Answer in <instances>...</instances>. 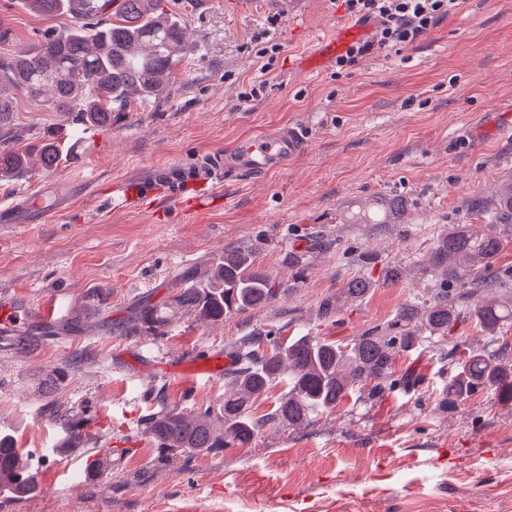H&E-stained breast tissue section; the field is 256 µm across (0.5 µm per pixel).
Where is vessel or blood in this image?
<instances>
[{
	"label": "vessel or blood",
	"mask_w": 512,
	"mask_h": 512,
	"mask_svg": "<svg viewBox=\"0 0 512 512\" xmlns=\"http://www.w3.org/2000/svg\"><path fill=\"white\" fill-rule=\"evenodd\" d=\"M364 34L363 27H345L326 36L325 48L334 55L344 54ZM310 141L302 125H280L239 139L229 150L211 154L191 167H172L160 176L161 182L179 187L196 184L211 186L219 191L223 182L238 175L263 176L287 169L288 165L305 154ZM53 315L31 302L17 300L0 303V333L10 334L22 324L36 323L47 327ZM171 374L195 381L197 376L218 377L224 373V354L208 351L170 365Z\"/></svg>",
	"instance_id": "obj_1"
}]
</instances>
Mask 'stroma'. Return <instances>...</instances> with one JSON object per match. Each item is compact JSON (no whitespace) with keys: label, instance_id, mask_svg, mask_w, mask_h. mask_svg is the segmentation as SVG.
<instances>
[{"label":"stroma","instance_id":"stroma-1","mask_svg":"<svg viewBox=\"0 0 512 512\" xmlns=\"http://www.w3.org/2000/svg\"><path fill=\"white\" fill-rule=\"evenodd\" d=\"M165 9L193 48L164 96L132 101L110 129L14 99L16 147L53 140L62 159L0 180V211L20 226L0 228V295L54 306L82 329L50 339L32 325L27 351L0 349V433L39 458L38 489L0 496V512H512V402L490 389L443 400L448 352L512 361V327L490 336L460 323L447 342L396 353L393 375L420 380L411 392L372 400L358 389L309 426L273 427L243 447L168 457L142 434L161 408L224 397L223 379L189 386L165 365L202 349L231 353L258 329L347 344L430 297L416 262L449 225L485 223L512 181V136L485 130L491 113L512 110V0H458L415 43L344 69L328 61L315 77L294 61L350 22L343 0L247 15L225 0H165ZM71 23L0 0V59ZM291 122L306 126L309 151L286 171L225 182L214 209L186 214L165 188L154 204H100L115 183ZM391 195L408 202L406 223H348L361 203ZM237 246L278 280L274 301L216 323L180 314L162 336L136 330L137 303L170 301L182 271ZM292 250L305 256L303 274L286 264ZM391 263L407 271L401 283L320 315L348 279L378 278ZM58 369L67 378L56 399L82 420L78 448L40 391ZM93 448L113 454L90 479Z\"/></svg>","mask_w":512,"mask_h":512}]
</instances>
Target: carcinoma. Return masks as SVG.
<instances>
[{
  "instance_id": "cac0c4a2",
  "label": "carcinoma",
  "mask_w": 512,
  "mask_h": 512,
  "mask_svg": "<svg viewBox=\"0 0 512 512\" xmlns=\"http://www.w3.org/2000/svg\"><path fill=\"white\" fill-rule=\"evenodd\" d=\"M161 0H25L32 12L53 19L68 15L74 25L52 32L34 48L0 59V127L8 128L14 109L10 90L57 111L74 114V121L100 129L112 127V114L127 109L134 97H156L181 54L190 47L183 24L160 12ZM61 149L54 142L19 150L0 141V178L29 168L31 159L44 169L57 166ZM383 218L370 214L364 224H402L408 207L401 199L378 202ZM512 235V182L506 184L489 216L486 230L472 224H450L432 251L417 263L415 274L436 282L428 302L407 303L379 332L372 330L352 346L299 337L286 343L270 330L243 340L231 354L234 369L227 374L224 404L213 410L184 413L162 409L144 420L143 433L174 455L212 448L244 446L270 426L303 428L320 412L333 409L361 384L372 383L378 398L397 389L408 391L419 379L393 377L395 354L419 342H444L464 313L460 300L448 293L454 283L474 290L493 288L512 279V269L498 266L503 241ZM185 287L169 303L144 304L138 327L157 336L165 334L176 311L204 322H222L236 314L263 306L278 294L275 280L256 266L252 249L231 248L214 266L188 273ZM377 281L349 279L336 299L323 303L321 313L362 300ZM480 329L491 335L512 324V298L488 301L473 309ZM266 345L268 350H260ZM455 365L445 396L460 399L491 388L512 401V364L493 354L470 350L448 354ZM56 370L44 379L42 396L50 401L65 380ZM285 380L288 392L274 411L251 416L255 399ZM37 489L36 475L14 439L0 434V493L22 498Z\"/></svg>"
}]
</instances>
